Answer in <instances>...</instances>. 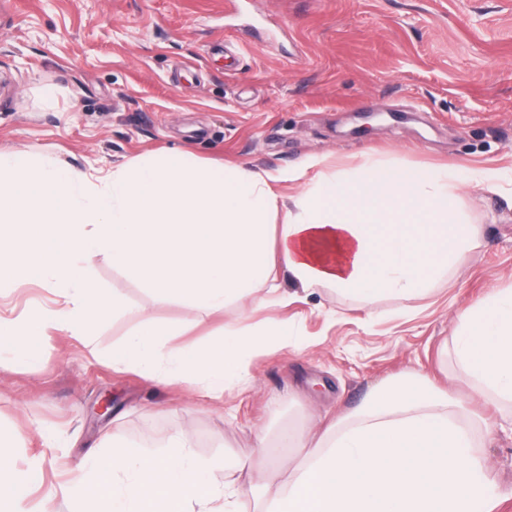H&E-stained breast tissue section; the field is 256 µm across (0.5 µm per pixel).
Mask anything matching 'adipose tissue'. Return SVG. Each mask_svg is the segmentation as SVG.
I'll list each match as a JSON object with an SVG mask.
<instances>
[{
	"label": "adipose tissue",
	"instance_id": "1",
	"mask_svg": "<svg viewBox=\"0 0 512 512\" xmlns=\"http://www.w3.org/2000/svg\"><path fill=\"white\" fill-rule=\"evenodd\" d=\"M357 177L328 172L315 157L272 174L217 164L189 150L152 151L98 174L58 161L0 151V288L38 282L67 294L68 307L0 319V354L29 368L40 361L48 329L81 336L120 299H107L90 273L109 252L113 266L154 294L218 311L249 295L255 310L286 302L278 284L286 270L297 287H330L373 303L424 294L469 242L448 197L456 172L399 171L366 156ZM302 183L285 202L277 185ZM173 327L143 319L112 349V366L158 385L185 383L209 397L246 387L259 358L290 347L294 329L282 320L239 318L223 334L193 345H169ZM451 356L466 388L500 406L512 405V289L491 293L457 316ZM492 430L462 393L411 374L373 388L353 412L315 444L288 428L279 447L302 448L303 462L255 512H493L497 486L477 439ZM171 437L164 458L128 445L91 457L69 493L84 512H233L253 495L258 478L206 463ZM223 469V488L208 472ZM37 469H16L0 448V512L20 505Z\"/></svg>",
	"mask_w": 512,
	"mask_h": 512
}]
</instances>
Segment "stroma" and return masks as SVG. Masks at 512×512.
Segmentation results:
<instances>
[{
  "mask_svg": "<svg viewBox=\"0 0 512 512\" xmlns=\"http://www.w3.org/2000/svg\"><path fill=\"white\" fill-rule=\"evenodd\" d=\"M0 15V150L108 169L156 149L276 173L312 158L353 172L365 155L400 169L445 165L459 187L448 206L476 228L466 247L401 312L328 288L296 290L288 304L253 312L241 299L225 314L159 298L97 255L91 275L127 313L105 316L91 336L48 330L41 364L0 357V432L23 442L16 468L38 462L27 512H73L66 488L85 459L113 439L159 457L172 436L200 460H257L255 436L319 430L353 411L368 391L409 371L456 392L460 370L444 354L456 318L512 288V0H12ZM57 90L44 104L38 90ZM365 112L383 113L356 136ZM492 175L496 191L469 183ZM61 299L38 283L0 292V317L53 310ZM289 321L297 348L257 360L248 389L223 402L188 385L158 386L112 368V347L145 316L177 329L174 345L218 334L225 318ZM111 395L110 416L98 413ZM494 426L485 448L512 512V421L469 393Z\"/></svg>",
  "mask_w": 512,
  "mask_h": 512,
  "instance_id": "stroma-1",
  "label": "stroma"
}]
</instances>
